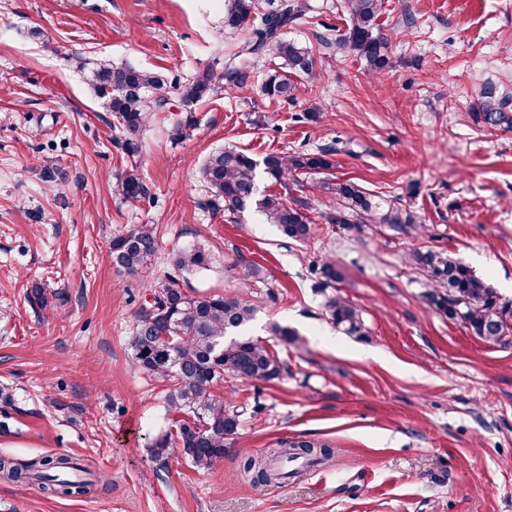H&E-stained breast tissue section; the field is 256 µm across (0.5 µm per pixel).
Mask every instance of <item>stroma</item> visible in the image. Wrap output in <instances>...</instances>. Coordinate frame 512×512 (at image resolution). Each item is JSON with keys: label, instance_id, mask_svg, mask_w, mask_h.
Masks as SVG:
<instances>
[{"label": "stroma", "instance_id": "35a3bbf8", "mask_svg": "<svg viewBox=\"0 0 512 512\" xmlns=\"http://www.w3.org/2000/svg\"><path fill=\"white\" fill-rule=\"evenodd\" d=\"M341 0H308L284 37L312 50L296 100L262 92L258 63L246 88L193 107L198 128L179 138L178 88L220 78L245 30L225 26L219 0H0V456L63 453L83 459L111 489L57 497L0 481V512H512V335L473 334L431 302L410 251L445 249L512 299V130L481 127L480 91L512 94V0H385L379 21L392 65L379 74L339 47ZM153 70L164 111L128 155L122 127L102 111L74 58ZM321 114L305 119L311 101ZM337 149L331 177L398 199L421 216L407 232L333 224L340 206L304 175L291 194L315 226L284 237L249 208H206V158L234 147L269 153ZM137 168L149 193L115 189ZM153 225L156 250L130 274L112 240ZM205 249L208 269L174 264ZM342 272L320 273L324 259ZM263 270L249 277V266ZM245 295L258 307L249 332L283 361L271 381L229 379L216 397L244 412L224 457L206 471L160 461L149 445L170 429L164 378L133 362L131 340L149 286ZM54 292L39 307L33 286ZM351 302L354 337L332 322L330 298ZM297 335L289 344L271 324ZM335 448L332 462L255 485L240 466L279 442Z\"/></svg>", "mask_w": 512, "mask_h": 512}]
</instances>
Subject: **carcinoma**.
<instances>
[{"mask_svg": "<svg viewBox=\"0 0 512 512\" xmlns=\"http://www.w3.org/2000/svg\"><path fill=\"white\" fill-rule=\"evenodd\" d=\"M383 0H343L349 17L346 32L336 38V45L365 61L367 70L380 73L391 66L388 39L381 32L378 19ZM307 10L305 0H280L261 24L251 27L254 0H224V23L247 29L249 35L224 66V86L229 90L246 86L247 74L237 63L246 56L257 62L281 59L290 74L274 71L262 86L269 98L288 101L297 86L290 75H310L315 59L308 49L287 41L282 30L301 19ZM87 73L90 89L100 108L119 118L125 133V149L139 150V137L152 112L163 108L166 100L154 96L162 78L155 72L131 65L114 66L106 62L78 61ZM215 91L212 76L202 74L180 87L183 106H192ZM476 120L490 129H512V100L487 93L479 102ZM336 148L326 146L317 154L275 153L255 161L242 150L228 149L213 153L200 169V178L209 192L205 206L234 214L256 202L266 223L274 224L285 237L305 242L314 227L304 212V202H288L286 193H270L255 199L256 170L288 187V175L328 170L334 166L331 156ZM324 189L336 196L342 209L330 217L333 224H348L351 219L367 224H390L404 228L419 223V217L395 199L373 197L351 181L327 183ZM117 191L128 201L147 195V188L137 170L121 176ZM155 230L148 224L134 226L112 240V262L129 273H136L154 250ZM409 261L442 293L430 295L431 301L448 318L465 320L473 333L488 341L499 342L512 331V301L503 299L464 263L444 250L428 249L410 254ZM178 269L198 272L209 267L208 253L188 247L175 257ZM153 303L137 319L132 348L136 363L144 370L173 382L167 396L168 411L186 415L177 421L175 433L160 434L151 446L152 454L163 459L171 454L183 456L198 470L209 469L224 457V448L237 434L242 413L229 401L212 394V387L226 378L269 381L280 377L284 364L259 341L247 334L257 307L243 295L219 296L188 294L174 284H162L152 290ZM327 310L336 326L351 335L361 334L357 310L341 298L333 297ZM270 453L287 462L304 459L320 463L334 450L311 443H284ZM245 478L255 484L288 477L271 469L266 460L250 456L243 461ZM89 470L67 455L45 456L26 463L0 457V479L24 482L35 478L41 489L56 496H83L96 486L88 478Z\"/></svg>", "mask_w": 512, "mask_h": 512, "instance_id": "cac0c4a2", "label": "carcinoma"}]
</instances>
